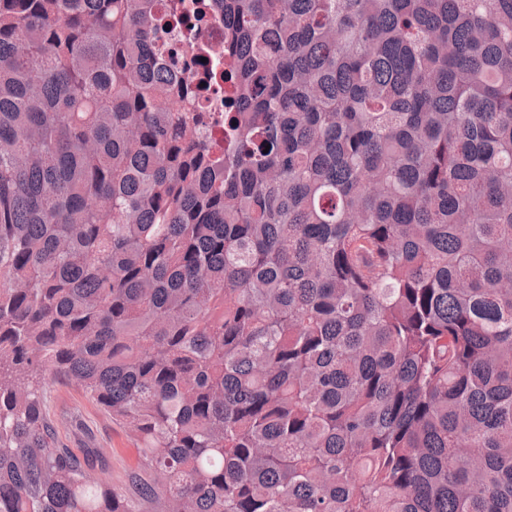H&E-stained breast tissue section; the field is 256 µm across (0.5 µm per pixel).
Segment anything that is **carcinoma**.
<instances>
[{
  "instance_id": "1",
  "label": "carcinoma",
  "mask_w": 512,
  "mask_h": 512,
  "mask_svg": "<svg viewBox=\"0 0 512 512\" xmlns=\"http://www.w3.org/2000/svg\"><path fill=\"white\" fill-rule=\"evenodd\" d=\"M172 15L224 111L154 0H0V512H512V0ZM194 43L204 47L224 46V22H215L202 30H196ZM209 68L217 70L216 80L210 82L208 90H206L199 99L198 109L200 112H222V101L224 94L228 93V84H224L222 74L224 73V54L216 55L214 58H208L207 64ZM46 412L57 425L58 441L79 456L97 448L100 457L89 470L115 488L125 486L128 474L137 468L139 454L131 434L84 391L46 373Z\"/></svg>"
}]
</instances>
